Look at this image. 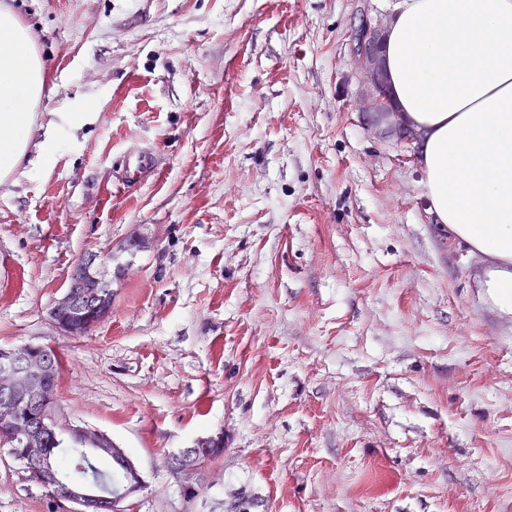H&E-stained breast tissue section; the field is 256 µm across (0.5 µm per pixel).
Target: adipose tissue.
I'll use <instances>...</instances> for the list:
<instances>
[{"mask_svg":"<svg viewBox=\"0 0 512 512\" xmlns=\"http://www.w3.org/2000/svg\"><path fill=\"white\" fill-rule=\"evenodd\" d=\"M383 66L433 216L492 260L486 292L512 314V0H398ZM44 82L30 29L0 10V180L28 147Z\"/></svg>","mask_w":512,"mask_h":512,"instance_id":"adipose-tissue-1","label":"adipose tissue"}]
</instances>
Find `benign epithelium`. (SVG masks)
<instances>
[{"label":"benign epithelium","mask_w":512,"mask_h":512,"mask_svg":"<svg viewBox=\"0 0 512 512\" xmlns=\"http://www.w3.org/2000/svg\"><path fill=\"white\" fill-rule=\"evenodd\" d=\"M385 32L368 17L363 18L352 32V56L367 80L366 105L370 121L386 127L401 140L404 136L393 120L387 81L382 67L381 48ZM127 265L115 263L108 252L80 258L71 270L70 277L79 278L86 272L94 275L84 280L83 309L87 316L78 324L64 318L76 304L69 289L54 298L49 316L53 325L65 336H90L109 317L108 309L96 307L100 297L99 281L112 276H122ZM56 349L47 344H25L0 349V437L20 444L18 452L37 483L49 494L63 501L67 512H128L132 500L146 489L143 475L125 449L119 447L105 432L77 422L58 413L46 420L44 409L59 401L60 383L51 382L46 376L48 366L55 363ZM72 444L93 455H105L122 468L125 479L121 488L100 484L73 483L53 467L45 449L58 444ZM224 454V435L218 433L199 438L193 445L166 458L168 469L180 483L183 495L193 499L198 494L201 475L208 469L210 459Z\"/></svg>","instance_id":"1"}]
</instances>
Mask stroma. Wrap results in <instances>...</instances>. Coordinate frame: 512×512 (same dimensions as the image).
I'll return each mask as SVG.
<instances>
[{
  "mask_svg": "<svg viewBox=\"0 0 512 512\" xmlns=\"http://www.w3.org/2000/svg\"><path fill=\"white\" fill-rule=\"evenodd\" d=\"M393 3L0 0L45 74L0 181V346L63 352L62 408L147 483L130 512H512V315L360 110L351 34ZM146 146L160 176L119 186ZM137 232L110 318L63 336L75 262ZM218 432L186 499L165 459ZM54 509L0 448V512Z\"/></svg>",
  "mask_w": 512,
  "mask_h": 512,
  "instance_id": "obj_1",
  "label": "stroma"
}]
</instances>
